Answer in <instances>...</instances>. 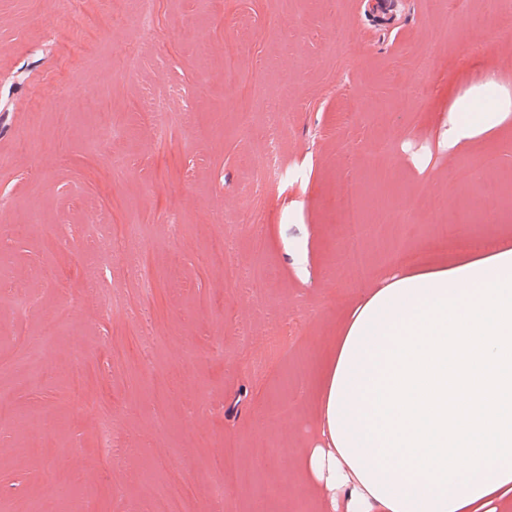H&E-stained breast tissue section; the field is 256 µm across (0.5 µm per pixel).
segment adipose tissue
<instances>
[{
  "mask_svg": "<svg viewBox=\"0 0 512 512\" xmlns=\"http://www.w3.org/2000/svg\"><path fill=\"white\" fill-rule=\"evenodd\" d=\"M461 140L502 113L464 99ZM304 475L319 512H512V247L401 264L350 303Z\"/></svg>",
  "mask_w": 512,
  "mask_h": 512,
  "instance_id": "obj_1",
  "label": "adipose tissue"
}]
</instances>
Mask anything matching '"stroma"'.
<instances>
[{"label": "stroma", "instance_id": "35a3bbf8", "mask_svg": "<svg viewBox=\"0 0 512 512\" xmlns=\"http://www.w3.org/2000/svg\"><path fill=\"white\" fill-rule=\"evenodd\" d=\"M376 4L153 0L145 26L140 0H107L99 31L88 0H0V361L56 330L40 378L9 396L44 425L0 417V512H63L62 486L97 512H318L300 474L319 357L348 302L401 258L512 238V111L446 135L460 99L512 101V0H393L383 21ZM427 56L443 62L428 78ZM274 112L288 120L275 152ZM486 183L502 190L477 203ZM349 191L370 225L409 209L397 249L365 240L363 268L343 260ZM36 212L72 247L43 240ZM444 218L453 240L428 233ZM97 220L118 245L142 225L135 266L95 258ZM17 294L36 306L17 312ZM218 481L220 502L206 495Z\"/></svg>", "mask_w": 512, "mask_h": 512}]
</instances>
